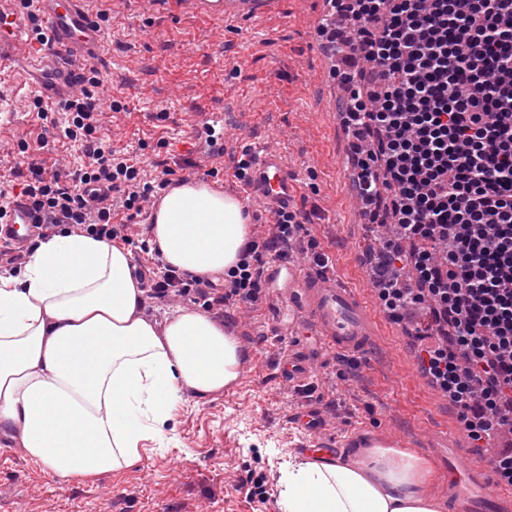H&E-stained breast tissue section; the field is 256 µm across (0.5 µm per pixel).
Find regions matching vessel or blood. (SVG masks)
I'll use <instances>...</instances> for the list:
<instances>
[{
	"mask_svg": "<svg viewBox=\"0 0 512 512\" xmlns=\"http://www.w3.org/2000/svg\"><path fill=\"white\" fill-rule=\"evenodd\" d=\"M85 0H36L38 23L46 41H38L20 25L23 0H0V47H20L23 66L31 78L35 96L58 101L69 99L81 84L91 63L106 50L97 16L84 7ZM213 15L250 14L268 8L272 0H200ZM217 112L205 113L190 136L209 143L212 152L224 151L223 139L214 133L221 125ZM295 175L279 149L264 147L252 158L246 187L250 197L270 210L291 208ZM42 230L25 198L14 197L6 214L0 215V246L22 251ZM267 300L277 318L300 323L319 336L334 352L360 354L370 349L382 321L359 291L344 287L333 273L305 267L279 258L262 268ZM288 382L303 385L311 375V361L292 354L280 364ZM304 452L324 459L335 454L337 441L323 429L319 417L309 419ZM424 445L440 471L448 472V503L451 512H512V493L493 489L483 466H461L462 451L455 437L441 428Z\"/></svg>",
	"mask_w": 512,
	"mask_h": 512,
	"instance_id": "b4317fda",
	"label": "vessel or blood"
}]
</instances>
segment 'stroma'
Wrapping results in <instances>:
<instances>
[{
	"label": "stroma",
	"mask_w": 512,
	"mask_h": 512,
	"mask_svg": "<svg viewBox=\"0 0 512 512\" xmlns=\"http://www.w3.org/2000/svg\"><path fill=\"white\" fill-rule=\"evenodd\" d=\"M319 0H275L254 18L216 22L185 12L167 14L151 0H87L103 17L110 51L92 69L100 133L146 172L164 163L225 194L243 197L230 177L241 155L260 145L281 150L297 177L294 208L308 215L297 263L326 254L348 285L370 305L366 256L383 247L379 225L360 219L348 171V138L337 117L342 90L319 76L312 33ZM20 65L0 59V178L36 163L69 173L81 151L50 133L60 112L41 118L29 106ZM224 115V167L188 141L200 113ZM26 141L25 155L15 146ZM236 329L254 356L241 376L204 397L187 391L168 423L163 443L141 452L132 468L94 483L56 480L34 465L10 430L0 427V512H277L281 468L300 456L306 437L298 415H320L327 433L382 432L407 452L424 456L432 427L456 434L465 461L489 463L494 451L475 450L454 409L421 375L412 337L384 320L364 355H336L298 326L276 320L266 299L236 315ZM305 350L315 362L308 388L289 384L278 365ZM267 477L260 503L237 491L238 480Z\"/></svg>",
	"instance_id": "stroma-1"
}]
</instances>
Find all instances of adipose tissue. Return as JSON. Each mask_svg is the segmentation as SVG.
Wrapping results in <instances>:
<instances>
[{
	"label": "adipose tissue",
	"mask_w": 512,
	"mask_h": 512,
	"mask_svg": "<svg viewBox=\"0 0 512 512\" xmlns=\"http://www.w3.org/2000/svg\"><path fill=\"white\" fill-rule=\"evenodd\" d=\"M247 206L199 182L170 188L151 228L164 264L201 277L236 268ZM143 291L122 244L86 234L43 241L20 275L0 278V427L54 478L86 483L128 468L163 438L184 391L237 377L221 323L183 309L163 330L138 313ZM423 459L371 448L354 462L290 459L277 512H439Z\"/></svg>",
	"instance_id": "obj_1"
}]
</instances>
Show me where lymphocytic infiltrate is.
<instances>
[{
  "instance_id": "1",
  "label": "lymphocytic infiltrate",
  "mask_w": 512,
  "mask_h": 512,
  "mask_svg": "<svg viewBox=\"0 0 512 512\" xmlns=\"http://www.w3.org/2000/svg\"><path fill=\"white\" fill-rule=\"evenodd\" d=\"M344 27L325 25L346 48L339 113L358 143L355 186L365 207L391 197L401 230L372 268L384 312L402 321L427 311L417 332L422 371L454 405L473 445L512 417V0H331ZM63 137L84 156L67 175L30 168L22 196L45 232L66 228L131 244L128 222L169 183L149 179L96 137L93 96L64 103ZM102 184L113 202L95 205ZM300 212L280 210L275 231L251 237L223 292L154 260L147 299L203 302L233 319L262 292L264 257H288ZM408 265L409 285L394 276Z\"/></svg>"
}]
</instances>
